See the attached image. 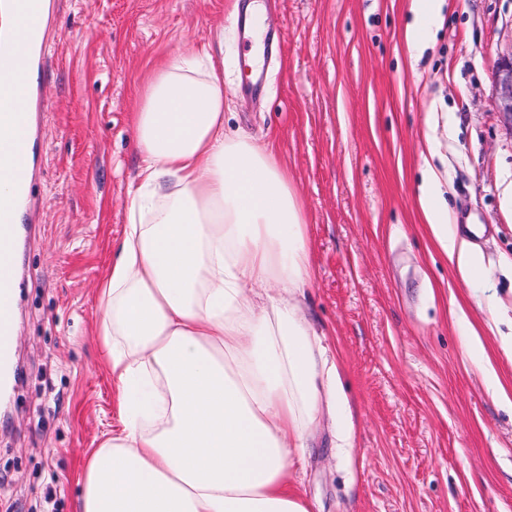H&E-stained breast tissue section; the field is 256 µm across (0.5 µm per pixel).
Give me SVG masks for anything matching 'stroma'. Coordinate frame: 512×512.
Listing matches in <instances>:
<instances>
[{
	"mask_svg": "<svg viewBox=\"0 0 512 512\" xmlns=\"http://www.w3.org/2000/svg\"><path fill=\"white\" fill-rule=\"evenodd\" d=\"M264 85L239 90L255 42L240 0H51L43 161L22 249L15 360L0 415V502L78 512L88 456L118 423L97 342L96 284L115 258L139 158L135 94L206 44L224 72L227 131L270 144L305 206L314 279L305 309L341 353L355 441L330 421L291 483L312 512H512V406L464 344L477 332L512 392V129L492 71L512 0H443L409 51L413 0H259ZM435 177L448 225L488 270L465 283L418 205ZM490 309L478 307V300Z\"/></svg>",
	"mask_w": 512,
	"mask_h": 512,
	"instance_id": "1",
	"label": "stroma"
}]
</instances>
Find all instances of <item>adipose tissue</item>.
I'll return each mask as SVG.
<instances>
[{
  "instance_id": "1",
  "label": "adipose tissue",
  "mask_w": 512,
  "mask_h": 512,
  "mask_svg": "<svg viewBox=\"0 0 512 512\" xmlns=\"http://www.w3.org/2000/svg\"><path fill=\"white\" fill-rule=\"evenodd\" d=\"M206 45L141 87L140 160L97 336L118 425L91 456L80 512H310L288 481L322 419L355 438L329 352L300 301L314 271L302 197L277 153L224 127V73ZM449 263L485 272L418 196Z\"/></svg>"
}]
</instances>
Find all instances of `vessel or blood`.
Listing matches in <instances>:
<instances>
[{"label": "vessel or blood", "instance_id": "1", "mask_svg": "<svg viewBox=\"0 0 512 512\" xmlns=\"http://www.w3.org/2000/svg\"><path fill=\"white\" fill-rule=\"evenodd\" d=\"M8 14L11 24L0 29V75L11 89L20 91L25 103L21 112L8 115L11 136L0 141V153L21 152L24 163L13 169V196L0 199V209L11 212L10 224L0 226V389L9 387L16 374L15 312L18 301L21 242L32 221V170L40 156L38 119L44 110L43 81L49 64L35 50L37 23L23 0H0V14Z\"/></svg>", "mask_w": 512, "mask_h": 512}]
</instances>
